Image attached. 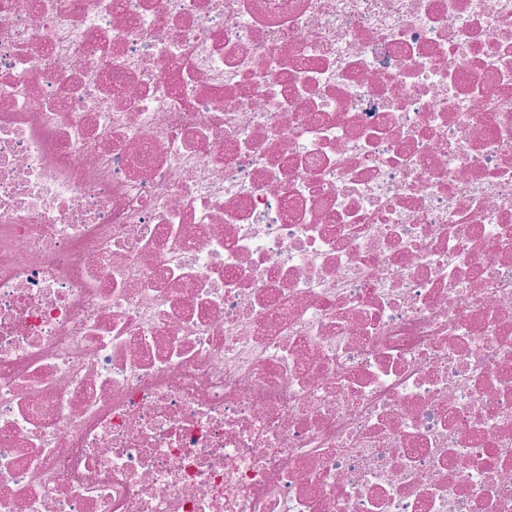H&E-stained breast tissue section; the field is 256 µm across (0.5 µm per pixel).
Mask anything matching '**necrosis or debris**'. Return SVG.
<instances>
[{"label": "necrosis or debris", "instance_id": "obj_1", "mask_svg": "<svg viewBox=\"0 0 512 512\" xmlns=\"http://www.w3.org/2000/svg\"><path fill=\"white\" fill-rule=\"evenodd\" d=\"M0 512H512V0H0Z\"/></svg>", "mask_w": 512, "mask_h": 512}]
</instances>
